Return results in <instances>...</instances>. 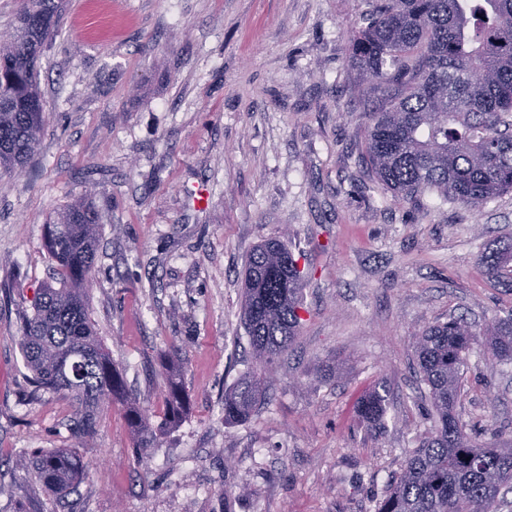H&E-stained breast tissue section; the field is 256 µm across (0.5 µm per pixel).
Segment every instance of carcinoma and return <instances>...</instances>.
Returning <instances> with one entry per match:
<instances>
[{"instance_id":"1","label":"carcinoma","mask_w":512,"mask_h":512,"mask_svg":"<svg viewBox=\"0 0 512 512\" xmlns=\"http://www.w3.org/2000/svg\"><path fill=\"white\" fill-rule=\"evenodd\" d=\"M62 0H20L16 24L0 40V172L23 169L44 133L36 60L56 28ZM350 53L360 85L378 92L368 112L365 158L394 196L413 202L432 193L473 211L512 192V0H376ZM101 215L77 200L44 225L54 280L39 288L20 317L21 350L38 391L71 401L74 448L41 452L26 463L34 478L62 495L88 472L78 449L97 419L121 402L134 447L157 444L187 406L177 357L162 361L165 423L156 427L128 397L123 373L101 344L89 316L91 276ZM484 274L512 292V239L483 253ZM303 274L278 237L247 256L241 318L260 368L224 392V422L247 420L267 398L276 362L300 327ZM483 336L489 357L512 363V312L482 332L451 317L415 337V356L436 416L432 434L403 461L375 512H499L512 490V445L497 448L468 436L455 413L468 353ZM388 388L379 381L357 413L381 428Z\"/></svg>"}]
</instances>
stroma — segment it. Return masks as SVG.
Wrapping results in <instances>:
<instances>
[{"instance_id": "obj_1", "label": "stroma", "mask_w": 512, "mask_h": 512, "mask_svg": "<svg viewBox=\"0 0 512 512\" xmlns=\"http://www.w3.org/2000/svg\"><path fill=\"white\" fill-rule=\"evenodd\" d=\"M369 0H66L38 62L45 133L0 174V512H374L434 427L415 336L512 312L480 255L512 237V194L475 214L395 200L361 158L373 95L350 38ZM101 215L90 317L129 395L165 414L160 364L190 402L137 453L122 404L99 418L75 491L22 461L75 443L67 398L26 395L19 315L51 280L49 216L82 195ZM286 241L307 274L301 325L267 399L224 421L257 363L239 320L246 255ZM389 386L384 426L355 410ZM465 432L512 440V364L469 352Z\"/></svg>"}]
</instances>
